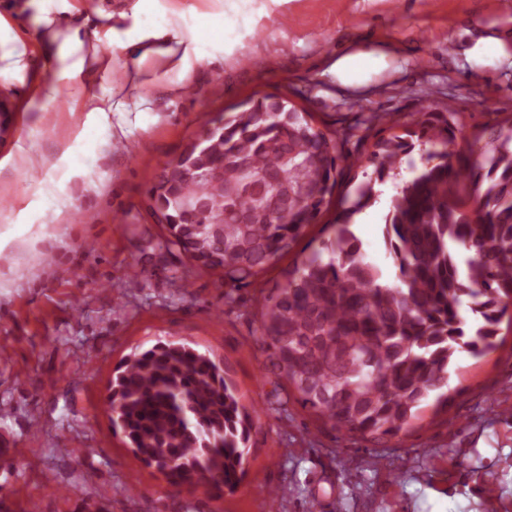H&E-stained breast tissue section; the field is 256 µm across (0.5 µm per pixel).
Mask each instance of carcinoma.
<instances>
[{
	"mask_svg": "<svg viewBox=\"0 0 512 512\" xmlns=\"http://www.w3.org/2000/svg\"><path fill=\"white\" fill-rule=\"evenodd\" d=\"M437 116L394 120L389 136L354 154L310 113L265 96L206 122L201 145L167 163L150 190L167 219L163 246L237 286L293 250L331 201L340 166L372 168L340 201L334 235L264 297L258 342L262 375L286 381L281 406L296 402L375 447L400 440L427 409L452 408L444 388L458 352L483 358L504 345L502 330L512 333V117L486 127L475 157L462 158L458 112L448 108L442 127ZM220 164L222 194L203 178ZM389 181L394 285L381 283L352 229ZM105 405L112 430L168 484L221 495L245 475L257 421L229 367L208 354L170 340L136 353L116 367Z\"/></svg>",
	"mask_w": 512,
	"mask_h": 512,
	"instance_id": "carcinoma-1",
	"label": "carcinoma"
}]
</instances>
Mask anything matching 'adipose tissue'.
<instances>
[{
    "label": "adipose tissue",
    "instance_id": "adipose-tissue-1",
    "mask_svg": "<svg viewBox=\"0 0 512 512\" xmlns=\"http://www.w3.org/2000/svg\"><path fill=\"white\" fill-rule=\"evenodd\" d=\"M211 2L224 16L222 47L232 51L241 32L256 21L257 0ZM30 9L36 12L33 27L19 28L14 19L0 21V30L7 34L6 40H0V82L20 88L33 86L46 100L54 99L62 84L77 91L80 120L57 161L72 178L81 176L82 171L71 166V157L90 132L115 141L132 134L128 101L139 86V65L154 64L162 84L175 93L198 67L217 60L212 47L195 29L196 23L207 22L211 16L210 11L201 9L198 0H186L176 7L166 0H113L110 8H96L91 18L84 16L73 0H54L49 8L41 7L40 0H17V15ZM36 50L44 55L51 77L34 83L30 75ZM122 59L134 60L137 69L126 71L123 82L108 92H95L96 79L110 74ZM67 204L59 192L51 190L1 224L0 260L16 243L34 246L46 239L45 225L30 223L32 214L45 210L59 214Z\"/></svg>",
    "mask_w": 512,
    "mask_h": 512
}]
</instances>
